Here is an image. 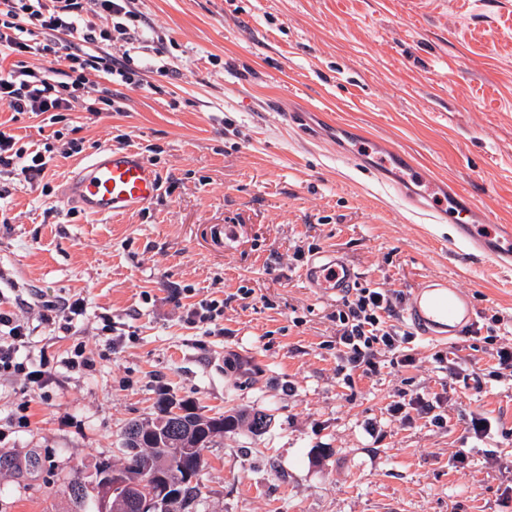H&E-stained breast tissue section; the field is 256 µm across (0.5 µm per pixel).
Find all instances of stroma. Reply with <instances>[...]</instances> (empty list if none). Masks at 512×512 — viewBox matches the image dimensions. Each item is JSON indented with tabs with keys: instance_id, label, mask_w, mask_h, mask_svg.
<instances>
[{
	"instance_id": "obj_1",
	"label": "stroma",
	"mask_w": 512,
	"mask_h": 512,
	"mask_svg": "<svg viewBox=\"0 0 512 512\" xmlns=\"http://www.w3.org/2000/svg\"><path fill=\"white\" fill-rule=\"evenodd\" d=\"M167 31L136 64L179 76L124 86L119 112L77 107L57 127L0 105L22 144L53 130L80 153L43 181L0 171V300L30 328L20 360L49 361L42 388L0 375V512H77L74 475L119 465L120 433L159 393L207 415L261 411L205 449L192 512H512V377L490 374L477 327L512 322V268L468 250L452 223L412 214L394 187L349 157L405 151L411 185L452 182L512 225V0H137ZM129 135L164 178L149 207L68 216L79 165ZM338 250L358 287L402 293L395 323L429 277L470 298L473 328L411 335L416 363L342 373L335 296L318 294L296 253ZM249 289L241 298L239 289ZM84 298L82 314L40 319V303ZM218 300V334L184 322ZM133 332L117 348L109 338ZM84 344L93 370L64 360ZM455 354V367L436 358ZM475 382L463 388L458 378ZM443 393V424L388 412L400 389ZM497 424L475 438L470 418Z\"/></svg>"
}]
</instances>
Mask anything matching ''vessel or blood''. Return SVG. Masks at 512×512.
I'll list each match as a JSON object with an SVG mask.
<instances>
[{"mask_svg":"<svg viewBox=\"0 0 512 512\" xmlns=\"http://www.w3.org/2000/svg\"><path fill=\"white\" fill-rule=\"evenodd\" d=\"M163 189L162 174L139 152L106 147L73 176L66 199L88 215L114 217L153 204ZM454 197L456 203L447 216L460 238L501 264L512 263V226L497 223L492 213L479 212L468 194L458 191ZM358 276L336 251L313 256L303 269L304 280L323 295H344ZM406 318L423 337L445 340L470 323L472 305L453 282L428 278L415 289Z\"/></svg>","mask_w":512,"mask_h":512,"instance_id":"vessel-or-blood-1","label":"vessel or blood"}]
</instances>
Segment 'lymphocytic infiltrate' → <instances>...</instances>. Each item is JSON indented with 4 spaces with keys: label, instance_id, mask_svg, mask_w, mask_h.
<instances>
[{
    "label": "lymphocytic infiltrate",
    "instance_id": "1",
    "mask_svg": "<svg viewBox=\"0 0 512 512\" xmlns=\"http://www.w3.org/2000/svg\"><path fill=\"white\" fill-rule=\"evenodd\" d=\"M164 44L166 34L147 33L135 0H0V47L18 61L0 69V105L18 114L48 115L63 122L78 99L76 90L97 95L110 106L111 83L139 85L141 69L132 66L130 52L146 41ZM63 60L67 71L50 67ZM102 74L103 83L89 81ZM49 156L28 151L9 130L0 127V168L19 170L25 180L42 179ZM398 293L381 288L346 292L336 303V349L350 368L369 376L377 371L375 356L385 353L391 367L414 366L416 357L404 345V331L393 323ZM28 328L8 309H0V373L23 376L28 386L42 387L52 377L47 366L31 370L17 354L25 346Z\"/></svg>",
    "mask_w": 512,
    "mask_h": 512
}]
</instances>
